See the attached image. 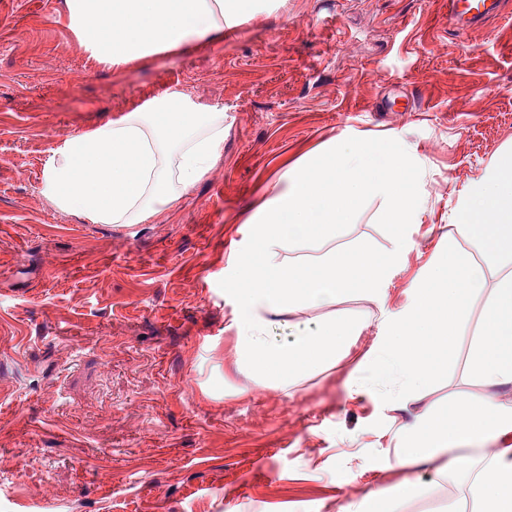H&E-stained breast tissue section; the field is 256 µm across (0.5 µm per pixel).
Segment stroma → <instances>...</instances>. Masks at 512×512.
Instances as JSON below:
<instances>
[{"instance_id":"obj_1","label":"stroma","mask_w":512,"mask_h":512,"mask_svg":"<svg viewBox=\"0 0 512 512\" xmlns=\"http://www.w3.org/2000/svg\"><path fill=\"white\" fill-rule=\"evenodd\" d=\"M176 87L231 119L163 216L95 224L40 194L54 144ZM350 138L400 139L422 164L397 305L512 147V17L458 35L445 0H280L118 77L77 41L67 0H0V512H336L387 493L386 431L405 411L349 396L365 341L291 397L224 371V274L255 247L247 217L288 167ZM383 207L362 198L351 238L386 247ZM468 353L425 401L464 389Z\"/></svg>"}]
</instances>
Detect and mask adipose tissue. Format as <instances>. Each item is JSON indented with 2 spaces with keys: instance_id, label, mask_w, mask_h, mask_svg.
Instances as JSON below:
<instances>
[{
  "instance_id": "adipose-tissue-1",
  "label": "adipose tissue",
  "mask_w": 512,
  "mask_h": 512,
  "mask_svg": "<svg viewBox=\"0 0 512 512\" xmlns=\"http://www.w3.org/2000/svg\"><path fill=\"white\" fill-rule=\"evenodd\" d=\"M273 0H68L69 24L84 50L114 71L135 60L183 52L223 37ZM224 142V109L178 90L164 93L51 150L40 191L63 212L96 224H141L210 168ZM419 160L401 142L343 139L296 164L263 197L249 222L256 247L231 266L224 288L236 302L229 329L236 370L261 388L290 393L346 357L378 326L362 361L388 403L412 411L388 435L397 475L392 495L348 501L342 512H401L433 483L456 482L461 504L448 512H512V152L495 157L457 206L455 238L426 262L390 303L392 280L413 249ZM380 197L388 245L349 241L345 229L365 195ZM365 302L337 313L345 298ZM287 328L291 340L274 339ZM470 337L469 383L445 408L422 392L446 364L458 337ZM462 455L463 465L436 467Z\"/></svg>"
}]
</instances>
